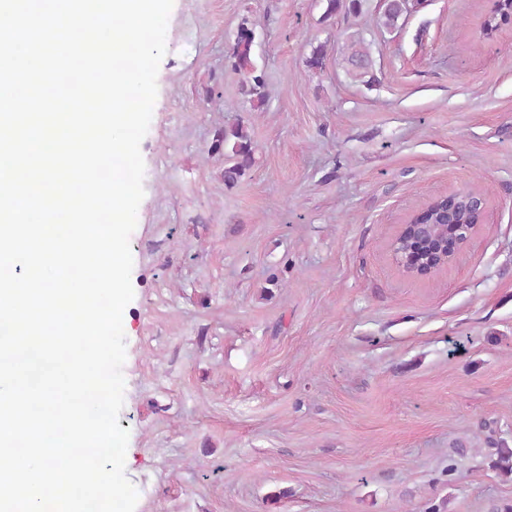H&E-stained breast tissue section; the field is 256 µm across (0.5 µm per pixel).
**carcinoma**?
<instances>
[{"label":"carcinoma","instance_id":"1","mask_svg":"<svg viewBox=\"0 0 512 512\" xmlns=\"http://www.w3.org/2000/svg\"><path fill=\"white\" fill-rule=\"evenodd\" d=\"M404 2L405 0H388L384 4L382 18L386 28L397 27L399 19L405 13ZM258 26L259 22L248 16L241 19L227 56V63L234 72L241 75V93L250 102L252 109L261 112L266 102L267 91L264 73L259 69L254 57ZM346 62L350 76L355 79L364 78L368 85L374 81V78L367 77L370 68L369 53L361 43L350 45ZM221 148L224 149V187L232 188L251 172L256 163V147L248 126L242 121L224 126L214 146L216 150ZM446 204L447 201L439 197L433 198L415 211L410 220L430 223L437 219V215ZM495 455L493 467L512 473V448L500 441L497 443Z\"/></svg>","mask_w":512,"mask_h":512}]
</instances>
